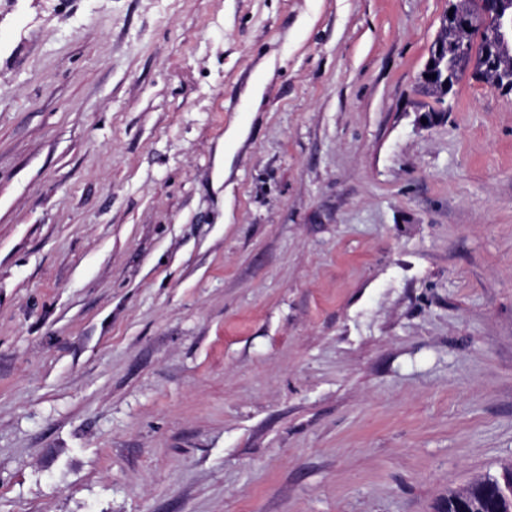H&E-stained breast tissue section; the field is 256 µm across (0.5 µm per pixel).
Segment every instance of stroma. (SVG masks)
<instances>
[{
    "label": "stroma",
    "mask_w": 512,
    "mask_h": 512,
    "mask_svg": "<svg viewBox=\"0 0 512 512\" xmlns=\"http://www.w3.org/2000/svg\"><path fill=\"white\" fill-rule=\"evenodd\" d=\"M448 0H0V512H445L512 464V93L418 121Z\"/></svg>",
    "instance_id": "35a3bbf8"
}]
</instances>
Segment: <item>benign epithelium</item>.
Here are the masks:
<instances>
[{
  "mask_svg": "<svg viewBox=\"0 0 512 512\" xmlns=\"http://www.w3.org/2000/svg\"><path fill=\"white\" fill-rule=\"evenodd\" d=\"M453 14H443L428 48L417 87L434 89L441 99L455 90L460 79L450 77L449 67L470 55L468 36L474 29L484 34L485 49L478 67L469 75L480 83L490 82L506 93L512 92V0H482L481 10L471 15L463 0H448Z\"/></svg>",
  "mask_w": 512,
  "mask_h": 512,
  "instance_id": "7a95c632",
  "label": "benign epithelium"
}]
</instances>
